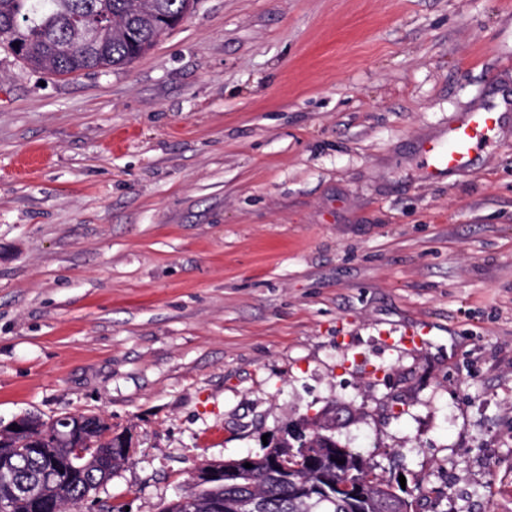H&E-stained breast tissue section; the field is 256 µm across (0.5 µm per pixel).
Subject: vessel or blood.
<instances>
[{
	"mask_svg": "<svg viewBox=\"0 0 512 512\" xmlns=\"http://www.w3.org/2000/svg\"><path fill=\"white\" fill-rule=\"evenodd\" d=\"M512 101L489 103L467 113L437 138L422 143L423 175L435 181L449 173L469 168L490 132L495 131Z\"/></svg>",
	"mask_w": 512,
	"mask_h": 512,
	"instance_id": "obj_1",
	"label": "vessel or blood"
}]
</instances>
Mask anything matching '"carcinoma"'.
I'll return each mask as SVG.
<instances>
[{"instance_id":"1","label":"carcinoma","mask_w":512,"mask_h":512,"mask_svg":"<svg viewBox=\"0 0 512 512\" xmlns=\"http://www.w3.org/2000/svg\"><path fill=\"white\" fill-rule=\"evenodd\" d=\"M195 0H0V45L30 68L65 76L123 68L148 51L193 8ZM20 50H15L14 45ZM112 425L97 415L77 438L50 437L40 451L26 449L34 431L0 433L6 453L0 468V497L10 512H66L79 507L120 465L129 460L110 438ZM301 458H288L286 443L263 446L252 468L219 483L191 484L161 512H215L216 503L257 496L261 512H417L404 490H389L390 476L374 458L346 449L338 475L370 477L366 498L321 501L322 485Z\"/></svg>"}]
</instances>
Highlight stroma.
<instances>
[{
	"label": "stroma",
	"instance_id": "stroma-1",
	"mask_svg": "<svg viewBox=\"0 0 512 512\" xmlns=\"http://www.w3.org/2000/svg\"><path fill=\"white\" fill-rule=\"evenodd\" d=\"M506 96L512 0H196L68 77L0 50V427L106 417L97 499L160 512L343 403L420 512H512V114L443 181L417 153Z\"/></svg>",
	"mask_w": 512,
	"mask_h": 512
}]
</instances>
